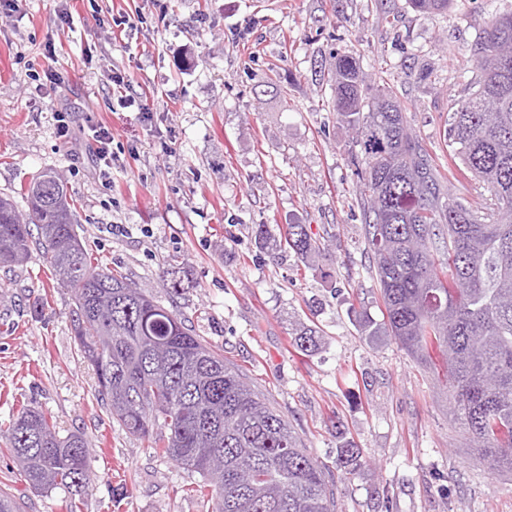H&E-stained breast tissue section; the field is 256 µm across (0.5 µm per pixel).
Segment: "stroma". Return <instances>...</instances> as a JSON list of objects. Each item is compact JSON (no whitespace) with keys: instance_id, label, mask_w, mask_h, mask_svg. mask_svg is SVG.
<instances>
[{"instance_id":"1","label":"stroma","mask_w":512,"mask_h":512,"mask_svg":"<svg viewBox=\"0 0 512 512\" xmlns=\"http://www.w3.org/2000/svg\"><path fill=\"white\" fill-rule=\"evenodd\" d=\"M502 4L453 0L423 14L408 0H20L0 11V196L26 210L31 180L62 173L99 264L247 375L328 467L336 512H512V476L481 460L444 377L361 328L360 314L382 322L383 306L354 133L323 107L335 55L354 56L367 78L383 57L412 132L447 166L448 114L470 91L475 43ZM116 73L128 87L113 84ZM129 91L136 104L125 109ZM59 112L70 140L57 136ZM93 122L111 126L119 157L103 173L84 154ZM291 220L322 237L314 266L251 233L265 224L276 239ZM168 262L182 266L176 294ZM72 307L40 255L0 267V425L36 406L61 434L88 437L83 512H211L194 492L198 474L112 421ZM299 318L320 330L315 352L294 343ZM346 441L360 450L353 476L337 462ZM0 489L24 512H63L60 493L29 490L1 451Z\"/></svg>"}]
</instances>
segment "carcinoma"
Here are the masks:
<instances>
[{"mask_svg": "<svg viewBox=\"0 0 512 512\" xmlns=\"http://www.w3.org/2000/svg\"><path fill=\"white\" fill-rule=\"evenodd\" d=\"M452 0H409L445 13ZM512 11L495 13L474 52L480 71L448 113L447 139L464 170L490 194L481 206L447 196L445 177L408 127L388 70L366 84L356 61L330 70L332 111L355 132L365 238L386 320L368 335L395 340L414 359H443L448 400L494 473L512 475ZM28 212L0 197V266L36 249L74 296V339L95 371L98 396L131 436L200 478L215 512H336L321 462L288 420L232 363L143 288L95 264L73 218L62 177L44 174L24 192ZM278 246L309 265L320 253L310 225H285ZM296 344L319 346L299 322ZM0 447L28 488L58 490L66 512H83L91 444L60 434L52 416L25 408L0 427ZM352 473L358 449H340ZM54 475L47 483L44 476Z\"/></svg>", "mask_w": 512, "mask_h": 512, "instance_id": "cac0c4a2", "label": "carcinoma"}]
</instances>
